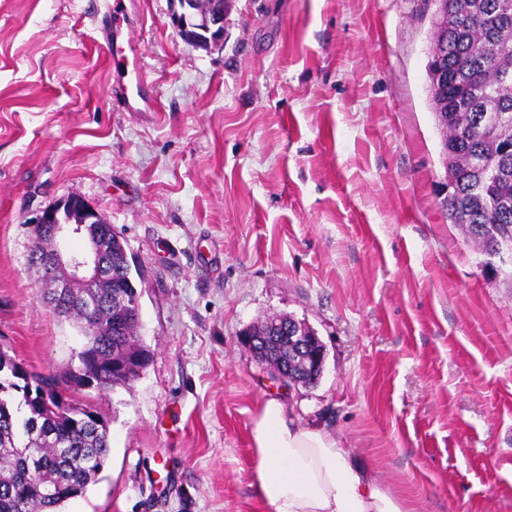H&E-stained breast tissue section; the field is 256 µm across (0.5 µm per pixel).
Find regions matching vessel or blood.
<instances>
[{
  "mask_svg": "<svg viewBox=\"0 0 512 512\" xmlns=\"http://www.w3.org/2000/svg\"><path fill=\"white\" fill-rule=\"evenodd\" d=\"M128 8L109 7L102 18L107 45L118 56L112 70L114 79L113 106L120 112H153L157 103L144 75L142 51L131 38Z\"/></svg>",
  "mask_w": 512,
  "mask_h": 512,
  "instance_id": "1",
  "label": "vessel or blood"
}]
</instances>
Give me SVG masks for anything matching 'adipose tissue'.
<instances>
[{
  "label": "adipose tissue",
  "instance_id": "obj_1",
  "mask_svg": "<svg viewBox=\"0 0 512 512\" xmlns=\"http://www.w3.org/2000/svg\"><path fill=\"white\" fill-rule=\"evenodd\" d=\"M251 441L266 512H402L333 435L300 425L277 398L260 401Z\"/></svg>",
  "mask_w": 512,
  "mask_h": 512
}]
</instances>
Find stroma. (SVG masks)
Instances as JSON below:
<instances>
[{
  "instance_id": "1",
  "label": "stroma",
  "mask_w": 512,
  "mask_h": 512,
  "mask_svg": "<svg viewBox=\"0 0 512 512\" xmlns=\"http://www.w3.org/2000/svg\"><path fill=\"white\" fill-rule=\"evenodd\" d=\"M133 23L154 112L112 107L106 0H0V347L80 344L38 298L30 218L87 200L140 270L148 366L87 389L110 455L63 512H265L262 398L332 433L403 512H512V287L450 224L425 0H228L193 47L177 0ZM326 349L314 385L244 344L272 316Z\"/></svg>"
}]
</instances>
